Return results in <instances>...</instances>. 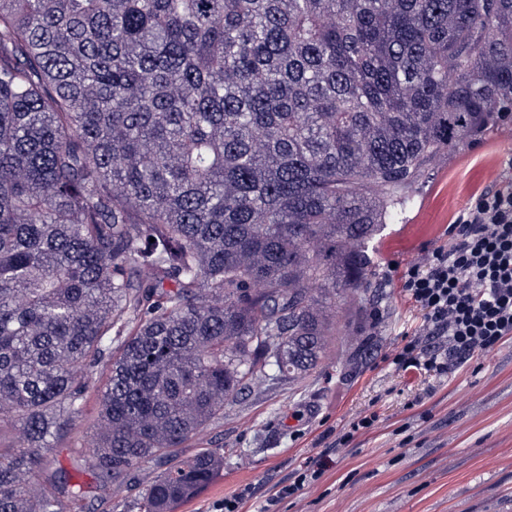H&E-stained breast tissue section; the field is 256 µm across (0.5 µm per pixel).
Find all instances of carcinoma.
Listing matches in <instances>:
<instances>
[{
    "label": "carcinoma",
    "instance_id": "cac0c4a2",
    "mask_svg": "<svg viewBox=\"0 0 512 512\" xmlns=\"http://www.w3.org/2000/svg\"><path fill=\"white\" fill-rule=\"evenodd\" d=\"M507 102L512 0H0V512H65L92 395L102 491H202L224 454L180 448L327 359L367 244ZM96 407L90 403L84 413L70 423L68 433L55 442L53 464L43 475L42 483L49 486L54 482L66 512H140L137 505L139 496L164 467L155 463L143 464L131 475L116 479L110 494L102 492L96 475L84 465L75 449L79 448L80 438L92 428ZM61 470L68 474L69 479L55 483L53 477Z\"/></svg>",
    "mask_w": 512,
    "mask_h": 512
}]
</instances>
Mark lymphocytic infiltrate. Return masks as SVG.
<instances>
[{
    "label": "lymphocytic infiltrate",
    "mask_w": 512,
    "mask_h": 512,
    "mask_svg": "<svg viewBox=\"0 0 512 512\" xmlns=\"http://www.w3.org/2000/svg\"><path fill=\"white\" fill-rule=\"evenodd\" d=\"M401 288L424 316L393 357L401 369L442 376L511 339L512 177L478 194Z\"/></svg>",
    "instance_id": "f902f5d3"
}]
</instances>
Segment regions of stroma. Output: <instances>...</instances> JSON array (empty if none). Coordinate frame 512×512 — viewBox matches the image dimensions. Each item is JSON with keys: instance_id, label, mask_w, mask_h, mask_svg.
I'll return each mask as SVG.
<instances>
[{"instance_id": "35a3bbf8", "label": "stroma", "mask_w": 512, "mask_h": 512, "mask_svg": "<svg viewBox=\"0 0 512 512\" xmlns=\"http://www.w3.org/2000/svg\"><path fill=\"white\" fill-rule=\"evenodd\" d=\"M512 173V118L437 155L399 223L371 242L374 286L343 304L328 359L303 377L271 375L228 397L197 448H223L221 475L177 512H210L244 485L255 494L242 512H512V340L487 356L435 377L404 372L392 356L422 323L400 288L414 255H427L472 199ZM376 414L331 456L323 477L279 498L297 470L314 465L319 436L351 432L352 420ZM95 405L71 422L43 476L66 512H140L137 501L160 474L153 463L102 492L76 448L92 428ZM69 479L58 483L54 474Z\"/></svg>"}]
</instances>
